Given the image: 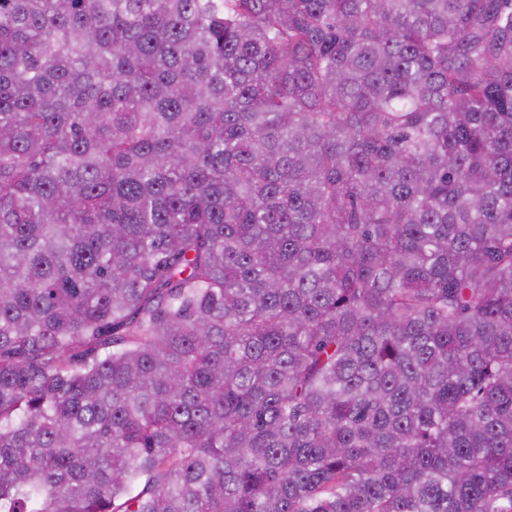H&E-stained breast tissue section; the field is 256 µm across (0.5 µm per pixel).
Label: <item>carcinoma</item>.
<instances>
[{"instance_id":"obj_1","label":"carcinoma","mask_w":512,"mask_h":512,"mask_svg":"<svg viewBox=\"0 0 512 512\" xmlns=\"http://www.w3.org/2000/svg\"><path fill=\"white\" fill-rule=\"evenodd\" d=\"M0 512H512V0H0Z\"/></svg>"}]
</instances>
